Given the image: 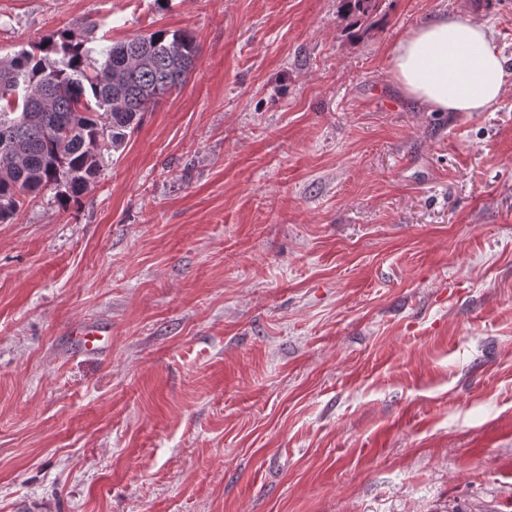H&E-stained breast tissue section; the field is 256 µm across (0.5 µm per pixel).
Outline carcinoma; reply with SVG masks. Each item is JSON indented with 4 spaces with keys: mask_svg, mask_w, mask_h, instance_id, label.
Wrapping results in <instances>:
<instances>
[{
    "mask_svg": "<svg viewBox=\"0 0 512 512\" xmlns=\"http://www.w3.org/2000/svg\"><path fill=\"white\" fill-rule=\"evenodd\" d=\"M374 8L375 0H342L341 11L354 28ZM196 61L194 36L182 30L116 42L100 63L66 30L0 58V223L45 188L64 209L80 204L105 156Z\"/></svg>",
    "mask_w": 512,
    "mask_h": 512,
    "instance_id": "1",
    "label": "carcinoma"
}]
</instances>
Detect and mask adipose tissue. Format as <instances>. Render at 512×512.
I'll list each match as a JSON object with an SVG mask.
<instances>
[{"label": "adipose tissue", "mask_w": 512, "mask_h": 512, "mask_svg": "<svg viewBox=\"0 0 512 512\" xmlns=\"http://www.w3.org/2000/svg\"><path fill=\"white\" fill-rule=\"evenodd\" d=\"M401 91L436 112H483L507 88L504 59L487 22L458 14L410 31L389 50Z\"/></svg>", "instance_id": "ef3b65f1"}]
</instances>
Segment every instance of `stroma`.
I'll return each instance as SVG.
<instances>
[{
    "label": "stroma",
    "instance_id": "stroma-1",
    "mask_svg": "<svg viewBox=\"0 0 512 512\" xmlns=\"http://www.w3.org/2000/svg\"><path fill=\"white\" fill-rule=\"evenodd\" d=\"M0 0V57L191 32L81 208L0 223V512H512V89L389 49L512 0ZM112 328L108 358L77 323ZM341 11L346 18L353 19L350 28L360 25L361 20L370 16L375 0H342ZM401 91L436 112H484L507 88L504 59L487 22L458 14L410 31L389 50ZM69 334L74 347L86 353H102L111 343V330L102 324L81 323Z\"/></svg>",
    "mask_w": 512,
    "mask_h": 512
}]
</instances>
